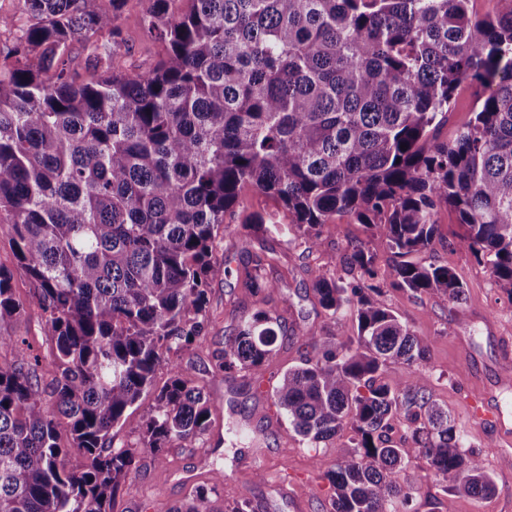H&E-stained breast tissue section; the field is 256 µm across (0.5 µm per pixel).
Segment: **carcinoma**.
<instances>
[{
  "mask_svg": "<svg viewBox=\"0 0 512 512\" xmlns=\"http://www.w3.org/2000/svg\"><path fill=\"white\" fill-rule=\"evenodd\" d=\"M27 25L0 70V227L29 276L54 339V378L24 338L0 336V512H111L141 454L207 430L211 406L171 357L203 336L207 284L224 273L215 231L246 185L277 198L321 245L337 215L378 230L398 256L429 248L437 207L466 228L460 245L512 298V5L478 16L476 0H150L136 19L166 46L155 65L118 68L126 0H20ZM84 42L88 79L67 54ZM484 88L473 118L449 142L430 132L465 81ZM340 263L353 282L318 273L313 287L330 320L306 344L315 355L283 373L274 403L311 445L350 432L324 473V512H397L410 489L396 474L407 423L452 496L495 491L478 453L464 447L448 410L430 400L432 338L376 303V253L358 244ZM393 285L456 302L465 288L445 265L403 261ZM14 272L0 263V321L18 318ZM242 283L270 301L272 261ZM346 306L357 333L344 336ZM285 338L258 308L212 353V376L259 371ZM171 377L140 416L141 446L110 433L153 388L163 355ZM401 379L384 380L388 364ZM67 430L85 461L70 468ZM167 512H212L208 490Z\"/></svg>",
  "mask_w": 512,
  "mask_h": 512,
  "instance_id": "cac0c4a2",
  "label": "carcinoma"
}]
</instances>
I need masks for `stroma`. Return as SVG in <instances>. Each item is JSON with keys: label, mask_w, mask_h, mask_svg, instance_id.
Here are the masks:
<instances>
[{"label": "stroma", "mask_w": 512, "mask_h": 512, "mask_svg": "<svg viewBox=\"0 0 512 512\" xmlns=\"http://www.w3.org/2000/svg\"><path fill=\"white\" fill-rule=\"evenodd\" d=\"M150 6L149 0H127L123 8L125 38L130 51L120 65L134 73L149 67L164 55L161 42L146 38L134 23ZM480 87L464 84L445 119L434 130L436 141L451 139L472 116ZM242 204L225 216L215 241V259L224 274L209 281V323L203 341L179 352L176 362L182 378L204 388L212 406V425L207 432L187 440L173 441L160 457L142 455L139 470L121 485L113 512H165L183 501L194 486L211 491L214 512H229L245 488H253L257 512H322L329 494L323 474L336 461L339 441L313 448L288 427L284 413L271 396L288 367L300 364L307 354L305 337L327 321L314 295L316 268L342 277L339 263L347 244L374 249L371 230L348 215L334 219L331 233L313 254H306L304 239L293 229V217L278 200L251 187L240 193ZM251 213L272 216L288 226V233H262L245 227ZM434 219L438 234L430 249L412 254L413 262L435 263L452 268L463 282L461 303L433 293H412L393 286L392 269L399 256L379 253L381 291L374 299L390 309L411 330L431 337V365L426 371L428 393L447 408L460 429L466 448L479 452L496 490L485 498L459 495L454 512H512V434L501 433L494 424L503 418L512 426V299L497 287L491 269L468 248L459 244L465 228L447 207H439ZM275 257L281 275L269 304L285 321L288 336L269 367L254 374L236 373L222 380L212 377V352L233 335L242 320L260 307L261 301L245 291L240 276L256 256ZM0 263L14 268L13 291L26 303L24 315L0 325V335L26 337L42 357L38 370L42 383L53 377L52 340L41 331L42 312L33 301V286L17 270L6 231H0ZM483 402L492 420L474 418V402ZM394 437L404 450L405 468L398 481L409 487L412 498L403 512H439L443 481L430 470L420 448L407 433L404 420L394 423ZM263 479H256V472Z\"/></svg>", "instance_id": "1"}]
</instances>
